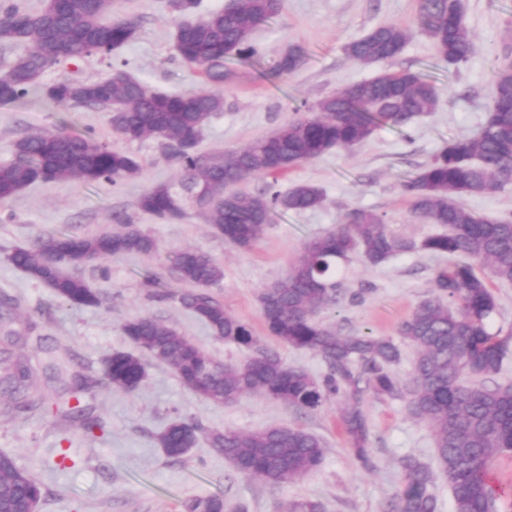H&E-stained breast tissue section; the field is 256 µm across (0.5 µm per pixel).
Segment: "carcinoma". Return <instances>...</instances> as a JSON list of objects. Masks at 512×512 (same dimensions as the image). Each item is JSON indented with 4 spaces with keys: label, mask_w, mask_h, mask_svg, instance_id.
I'll return each mask as SVG.
<instances>
[{
    "label": "carcinoma",
    "mask_w": 512,
    "mask_h": 512,
    "mask_svg": "<svg viewBox=\"0 0 512 512\" xmlns=\"http://www.w3.org/2000/svg\"><path fill=\"white\" fill-rule=\"evenodd\" d=\"M172 5L183 16L175 27V54L199 70L202 84L181 94L152 91L125 71L117 51L135 37L137 27L112 19V0H43L33 12L17 4L0 8V45L25 47L0 74V105L15 103L38 88L57 105L106 110L112 131L125 141L157 139L179 176L149 188L137 206L160 221L183 218L186 206L200 198L207 223L225 241L248 250L276 216L324 204L318 187L298 183L280 190L279 177L334 149L362 144L380 126L404 136L417 118L437 105L439 88L429 74L411 68L386 70L319 98L310 112L297 114L269 135L206 160L198 143L211 117L224 111L220 89L233 76L227 63L260 57L253 32L280 15L283 0H237L231 9L204 15L196 13L198 0H172ZM415 23L432 42L436 66L450 75L477 53L463 0H418ZM407 40L406 28L381 25L350 42L345 54L361 64L390 62ZM92 56L107 62V78L41 83L47 69ZM306 58L307 51L293 44L272 71L291 74ZM13 154L11 162L0 164V203L38 183L36 175L42 171L49 182L77 179L114 186L142 173L137 156L89 132L28 134L13 144ZM255 177L266 180L262 190H237ZM510 183L512 54H506L493 61L479 135L446 143L419 172L402 181L411 215L439 225L441 232L419 242L401 238L388 231L382 216L355 208L345 214L339 229L306 241L286 274L261 290V314L269 335L283 346L321 355L329 368L325 378H314L261 345L247 323L207 292L224 278L221 265L191 248L172 256L189 288L166 297L204 321L217 338L247 347L252 354L235 363L219 362L176 329L141 315L122 326L134 350L112 352L104 361V375L114 389L131 393L146 379L148 362L167 365L196 395L226 406L259 393L311 412L343 393L354 400L343 424L351 452L364 469L371 467L369 429L359 401L365 394L405 398L410 415L432 430L435 461L448 480L455 512H495L490 463L512 451V384H499L495 377L512 338L489 331L496 300L475 266L486 263L493 278L512 283V217L479 215L463 200L494 195ZM415 249L454 262L436 270L435 297L419 304L399 325V335L417 352L410 380L404 383L393 370L401 352L391 340L341 336L315 314L345 299L336 275L352 255L378 265ZM157 251L156 241L135 229L92 236L61 230L14 249L9 260L61 301L95 306L98 295L73 267L112 255ZM14 308L11 299L0 300V391L12 398L4 410L7 416L47 404L45 397L30 394L38 366L18 352L25 337L12 328ZM202 434L239 476L273 486L317 471L326 452L322 438L300 427L222 432L185 417L172 420L157 440L169 458L178 460ZM402 468L403 488L383 503L381 512H437V499L429 490L433 472L412 457L402 460ZM42 497L37 479L11 455L0 453V512H24ZM184 509L247 512L246 506H231L222 495L196 497Z\"/></svg>",
    "instance_id": "obj_1"
}]
</instances>
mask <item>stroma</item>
I'll use <instances>...</instances> for the list:
<instances>
[{
  "label": "stroma",
  "mask_w": 512,
  "mask_h": 512,
  "mask_svg": "<svg viewBox=\"0 0 512 512\" xmlns=\"http://www.w3.org/2000/svg\"><path fill=\"white\" fill-rule=\"evenodd\" d=\"M463 3L480 50L452 77L431 65L430 40L414 26L417 0H285L275 22L255 30L262 66H234V76L224 87V110L208 123L200 153L239 148L282 125L303 104L377 75L380 65L353 62L344 48L381 25L410 30L392 69L431 72L440 95L436 110L418 118L408 137L381 127L363 144L305 163L280 178L285 188L299 182L318 186L326 202L315 210L278 216L248 250L225 242L196 209H187L183 219L169 223L138 209L140 194L177 174L157 140L123 141L113 134L107 112L58 106L38 92L0 106V163L12 160V145L19 138L65 124L75 131H93L102 141L135 154L143 166L140 177L117 186L79 180L38 183L0 204V297L17 303L16 327L35 326L45 346L55 348L62 358L61 372L40 380L41 389L57 395L71 386L74 374H81L87 389L80 402L96 421L88 429L42 409L14 419L0 417V452L12 455L42 485L39 512H184L187 500L216 493L231 503L246 504L248 512H289L292 504L306 500L321 502L325 512H380L383 502L402 487L403 457L434 465L432 432L427 423L410 416L403 399L362 400L372 459L365 470L352 455L344 430L345 398L331 397L314 412L260 395L217 405L185 387L170 367L156 364L149 365L137 391L125 393L108 384L103 360L130 349L121 326L144 314L175 328L220 361L247 356L246 348L216 338L202 320L166 297L183 288L171 254L195 248L211 254L224 268L223 280L210 289L212 296L249 324L263 344L278 348L288 363L324 378L327 366L320 355L277 346L268 335L259 294L285 275L307 239L335 230L350 209L383 215L389 232L397 236L419 240L437 232V225L411 216L401 180L429 162L445 142L478 134L491 60L512 52V0ZM112 15L138 26L135 38L119 53L128 74L169 94L198 87L197 70L177 58L173 49L176 14L170 0H114ZM292 42L308 53L303 67L282 78L261 77L260 69L271 68ZM129 226L154 237L159 249L151 255H116L76 266L75 274L101 296L96 307L59 301L50 288L8 260L16 247L62 227L94 235ZM447 262V257L420 250L377 266L353 256L340 266L338 279L349 294L364 291L363 301H343L319 310L317 318L343 336L396 337L399 324L433 297L435 271ZM145 271L158 279V290L139 287V275ZM178 416L220 431L297 426L324 440L325 460L316 472L284 486L238 477L204 439L174 461L158 446L156 436Z\"/></svg>",
  "instance_id": "1"
}]
</instances>
